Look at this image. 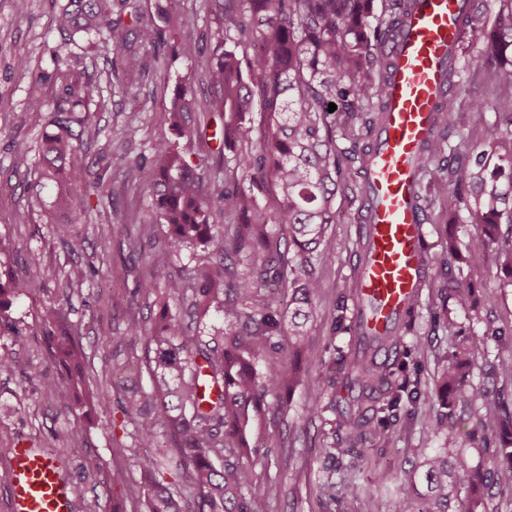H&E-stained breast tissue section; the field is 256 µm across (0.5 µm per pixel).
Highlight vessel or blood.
Returning a JSON list of instances; mask_svg holds the SVG:
<instances>
[{
    "label": "vessel or blood",
    "instance_id": "1",
    "mask_svg": "<svg viewBox=\"0 0 512 512\" xmlns=\"http://www.w3.org/2000/svg\"><path fill=\"white\" fill-rule=\"evenodd\" d=\"M468 0H414L386 51L392 68L386 119L360 175L370 201L364 216L369 258L357 279L354 323L361 336H379L419 298L428 255L418 164L436 115L447 104L448 54L462 42ZM11 512H71L69 483L48 449L19 441L10 451Z\"/></svg>",
    "mask_w": 512,
    "mask_h": 512
}]
</instances>
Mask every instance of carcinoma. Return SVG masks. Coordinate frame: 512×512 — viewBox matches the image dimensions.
<instances>
[{
    "label": "carcinoma",
    "instance_id": "obj_1",
    "mask_svg": "<svg viewBox=\"0 0 512 512\" xmlns=\"http://www.w3.org/2000/svg\"><path fill=\"white\" fill-rule=\"evenodd\" d=\"M75 0L74 9L56 16L61 33L80 28L105 32L120 46L131 34L143 45L157 50L177 41V54L195 61L204 54L193 27L173 33L142 18L137 0ZM219 25L210 34L214 48L206 74L213 95L206 111L218 117L211 140L218 146L203 158L189 150L203 134L191 123V86L180 83L166 111L175 139H161L149 148L150 155H123L119 164L142 168L150 163L153 214L138 220L139 237L155 239L157 227L165 228L166 246L173 252L201 248L205 255L189 279L174 277L165 262L157 261L150 275L136 282L137 291L157 294L159 311L151 326L130 320L126 335L143 336L147 343L146 369L155 379L149 395H134L124 406L141 448H161L170 437L177 454L164 453L145 461L143 470L150 486L147 512H271L280 485L243 462L253 420L263 410L271 391L289 393L300 385L297 369L271 359L283 340L298 347L309 336V311L321 288L314 260L326 262L336 253L319 250L328 229L343 223L336 196L347 189L340 178L336 155V131L359 125L371 135L385 120V83L391 70L386 41L396 37L402 18L413 0H384L392 21L381 27L374 0H207ZM463 27L482 43L469 70L473 76L512 50V0H494L491 25L466 17ZM234 48L225 49L227 41ZM261 50L248 53L250 47ZM71 107H58L51 120L53 131L42 144L44 166L39 179L59 180L64 171L85 167L81 149L101 129L90 117L73 116L88 86L67 85ZM337 109L328 112V104ZM267 112L272 132L256 140L244 122L255 106ZM498 121L485 120V106H471L470 120L484 127L483 150L474 159L457 160L459 146L449 143L442 131L454 125L448 110L438 113L437 131L426 143L420 168L431 176L433 190L448 200V211L458 209L462 194L478 188L470 223L493 246L500 269L512 274V236L501 238L499 221L507 215L512 224V78L494 89ZM508 149L499 156L498 173H488L482 156L487 151ZM233 155L232 178L215 183L213 174L226 164L224 150ZM215 163H210V160ZM277 188L275 203L262 207L257 193ZM94 184L83 190L69 188L68 196L81 211L91 209ZM285 235L286 251H280L271 227ZM293 253L287 257V253ZM233 257L244 266L235 280L226 281L225 261ZM189 296L190 306L203 322L210 311L222 317L212 337L205 328L189 334L182 316L171 312L169 299ZM448 299L460 307L474 303V290L454 276L448 277ZM415 310L402 317L385 336L375 338L377 350L396 347L413 332ZM47 336L54 343V359L66 371L62 383L45 388L60 402L78 398L84 389V357L68 326L52 322ZM484 335H474L455 355L443 373L438 389L442 402L451 405L464 395V369L486 353ZM139 364L128 366L141 373ZM392 363L375 353L350 350L342 372V386L354 382L362 392L361 413H341L334 427L343 434L344 447L332 442L325 456L336 455L357 466L362 448L371 442L389 443L390 429L381 422L363 419L381 406L400 408V387L391 381ZM325 383L311 398L336 395V364L327 367ZM489 425L473 431L471 444L488 447L487 432L497 437L492 457L496 467L512 470V413H488ZM161 470L175 473L169 487L157 480ZM487 475L473 468L462 455L444 452L428 455L420 473L406 477L400 486L402 512H476L477 501L462 489L485 484Z\"/></svg>",
    "mask_w": 512,
    "mask_h": 512
}]
</instances>
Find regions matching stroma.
<instances>
[{"instance_id": "stroma-1", "label": "stroma", "mask_w": 512, "mask_h": 512, "mask_svg": "<svg viewBox=\"0 0 512 512\" xmlns=\"http://www.w3.org/2000/svg\"><path fill=\"white\" fill-rule=\"evenodd\" d=\"M67 0H0V185L7 198L0 203V237L11 248L0 253V274L25 272L32 288L13 299L0 326V358L17 360L21 368L0 373V448L20 439L37 448H52L73 488V512H145L144 497L126 496L110 480L113 467H123L131 482L143 480L141 464L150 451L138 447L133 428L123 413L126 395L151 393L149 374L128 377L125 364L144 360L143 340L127 336L131 318L151 324L159 310L155 296L135 292L137 279L146 277L153 260L165 261L173 275L187 274L196 264V252L162 251L153 245L143 251L129 249L127 238L137 231V220L152 212L149 172L109 164L112 155L148 152L150 145L170 135L165 110L176 83L190 85L197 107L193 121L204 119L202 108L212 95L200 64L176 56L172 50L155 53L139 46V73L129 82H117L112 67L122 55L106 33L80 31L70 38L69 67L94 86L82 110L99 126V138L86 145V169L103 176L100 204L80 212L58 200V186L37 181L34 170L42 161L40 145L58 106L64 105V86L53 52L62 36L55 17ZM145 20L169 16L172 22L193 24L198 35H208L217 21L206 0H139ZM512 72V60L496 74ZM496 74L473 79L457 77L448 90V108L458 121L448 131L450 142L465 141L480 149L484 129L471 123L472 102H490ZM465 195L457 214L434 193H426L422 207L428 246V279L416 307L412 334L401 341L397 357L404 363L410 384L425 395L412 424L392 426L390 445L368 450L357 468L339 461L334 475L324 469L323 453L332 442L335 412L344 411V399L322 397L313 402L308 390L322 384L332 358L345 354L349 337L329 338L336 300L351 280L357 261L356 224H335L328 249L336 258L317 264L321 282L314 301L310 336L304 349H284L278 361L297 366L303 385L291 395L269 393L266 413L250 438L249 458L257 470L267 471L281 485L272 512H366L365 494L381 493L384 512H400L399 486L425 455L437 450L464 454L480 470L492 469L489 455L472 448L470 435L485 418L490 404L512 411V279L497 268L489 246L474 225L460 223L473 205ZM66 224L86 239L82 251H70L57 235ZM456 245L457 260H449L448 247ZM91 271V281L70 282L74 269ZM473 285L475 309L464 310L448 302L449 276ZM61 312L75 330L87 359L90 390L106 392L107 410L88 413L80 402L66 405L50 396L45 381H58L63 369L48 348L45 332L54 312ZM455 328H448L447 319ZM109 328L103 338L101 328ZM487 334V360L469 368L467 388L486 395L447 408L434 400L441 372L471 335ZM33 365L40 379L25 378L23 367ZM449 414L448 428L434 435L429 426L436 415Z\"/></svg>"}]
</instances>
